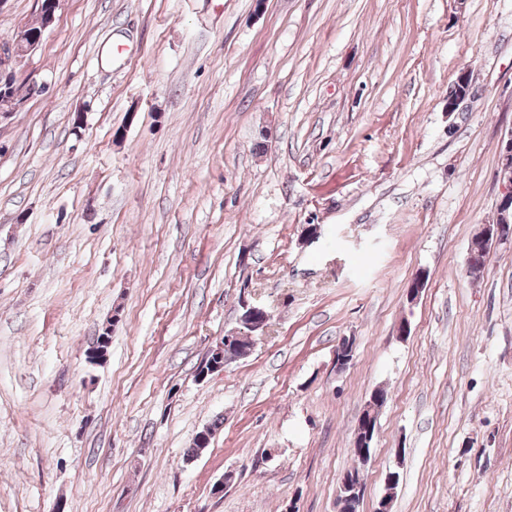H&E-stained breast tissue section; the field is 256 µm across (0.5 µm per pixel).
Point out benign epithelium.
<instances>
[{
  "label": "benign epithelium",
  "instance_id": "obj_1",
  "mask_svg": "<svg viewBox=\"0 0 512 512\" xmlns=\"http://www.w3.org/2000/svg\"><path fill=\"white\" fill-rule=\"evenodd\" d=\"M61 0H37L39 11L38 24L22 25L13 40L0 44V86L3 91L12 95L17 106H23L30 98L29 88L37 84L30 77L18 79L15 69L18 63L33 58L41 48L46 30L55 20V13ZM499 180L502 185L501 203L495 221L484 225V232L477 234L469 245L468 261H473L479 255H488L495 244L512 240V131L503 137L499 143ZM270 314L260 307H248L240 317L241 328L224 334L215 346L211 347L208 358L217 359L216 367L224 369L228 362L224 360V348L233 346L239 352V357H246L254 348V342L242 343V337L253 336L255 332L267 329ZM377 431V422L367 416H361L358 430L352 442V449L361 457H371L372 439ZM367 486L365 469L359 472H345L341 479V488L350 491V497H361Z\"/></svg>",
  "mask_w": 512,
  "mask_h": 512
}]
</instances>
